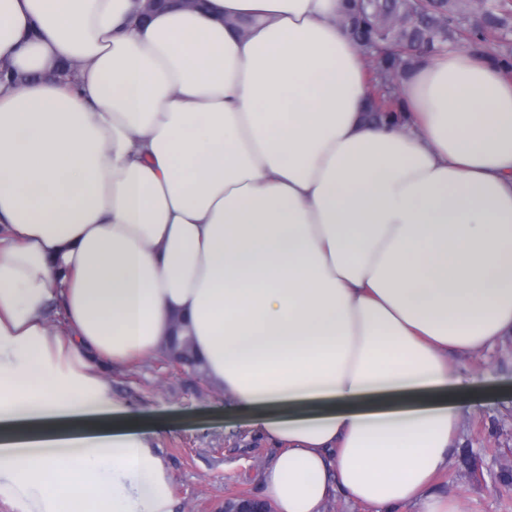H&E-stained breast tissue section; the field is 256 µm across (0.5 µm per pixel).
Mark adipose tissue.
Returning a JSON list of instances; mask_svg holds the SVG:
<instances>
[{"mask_svg":"<svg viewBox=\"0 0 512 512\" xmlns=\"http://www.w3.org/2000/svg\"><path fill=\"white\" fill-rule=\"evenodd\" d=\"M204 2L0 0V495L174 512L100 367L187 336L281 447L274 512H460L430 487L450 357L512 335V76L416 58L377 124L343 0Z\"/></svg>","mask_w":512,"mask_h":512,"instance_id":"1","label":"adipose tissue"}]
</instances>
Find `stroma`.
<instances>
[{
	"instance_id": "1",
	"label": "stroma",
	"mask_w": 512,
	"mask_h": 512,
	"mask_svg": "<svg viewBox=\"0 0 512 512\" xmlns=\"http://www.w3.org/2000/svg\"><path fill=\"white\" fill-rule=\"evenodd\" d=\"M460 401H475L453 444L448 471L432 486L461 512H512V335L493 348L453 355ZM113 394L136 408L170 468L175 512H224V499L262 497V471L278 448L223 394L163 354L104 368Z\"/></svg>"
}]
</instances>
